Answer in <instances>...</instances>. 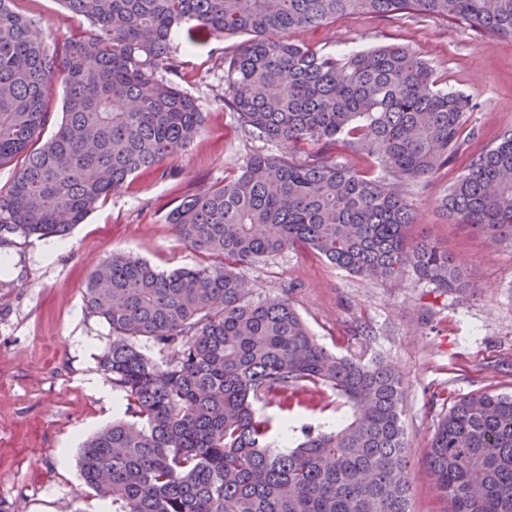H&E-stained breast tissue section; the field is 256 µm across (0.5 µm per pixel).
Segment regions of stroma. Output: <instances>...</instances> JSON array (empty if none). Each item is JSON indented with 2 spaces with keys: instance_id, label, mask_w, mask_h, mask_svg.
<instances>
[{
  "instance_id": "stroma-1",
  "label": "stroma",
  "mask_w": 512,
  "mask_h": 512,
  "mask_svg": "<svg viewBox=\"0 0 512 512\" xmlns=\"http://www.w3.org/2000/svg\"><path fill=\"white\" fill-rule=\"evenodd\" d=\"M13 8L42 21L57 49L89 27L62 0H13ZM289 38L325 53L410 48L431 63L440 86L465 91L477 103L469 134L448 167L408 190L423 231L468 260L480 282L475 295H443L415 282L370 286L301 247L239 269L257 294L291 289L295 308L327 350L382 357L398 366L405 382L409 510L443 512L424 463L439 421L470 392L512 394V250L453 223L436 201L471 155L512 129V41L487 42L444 20L411 14L345 16L291 31ZM244 40L232 34L190 46L173 39L176 70L170 79L204 115L203 131L187 152L128 179L66 238L12 235L13 261L8 271L0 270V512H112L111 501L85 489L79 468L83 441L117 418L123 402L98 364L109 330L86 311L84 283L115 253L165 271L208 264L207 256L179 240L169 212L199 187L240 174L253 155L282 150L224 101V62ZM316 154L382 173L376 157L352 154L340 139L298 148L291 156L306 162ZM257 408L271 418L278 444L349 421L347 409L336 406L325 387Z\"/></svg>"
}]
</instances>
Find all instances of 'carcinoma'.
Returning <instances> with one entry per match:
<instances>
[{
    "label": "carcinoma",
    "mask_w": 512,
    "mask_h": 512,
    "mask_svg": "<svg viewBox=\"0 0 512 512\" xmlns=\"http://www.w3.org/2000/svg\"><path fill=\"white\" fill-rule=\"evenodd\" d=\"M11 2L0 0V167L20 165L0 199V248L12 234L66 236L130 177L191 146L203 113L158 77L174 68L175 35H252L227 61L224 102L283 148L168 215L185 244L220 262L164 273L114 254L86 280V307L111 332L100 364L126 417L85 443L84 485L112 497V512H409L399 369L328 351L288 291L255 299L237 269L303 246L369 285L472 292L467 259L414 233L419 212L404 192L454 158L472 96L438 87L406 47L333 55L288 33L347 14H415L511 40L512 0H63L91 28L60 55ZM59 84L62 120L45 139ZM341 136L385 175L287 157ZM437 208L512 248V130L470 159ZM148 344L174 357L158 363ZM310 385L330 388L350 421L275 447L256 403ZM426 464L448 512H512V395L455 401Z\"/></svg>",
    "instance_id": "obj_1"
}]
</instances>
